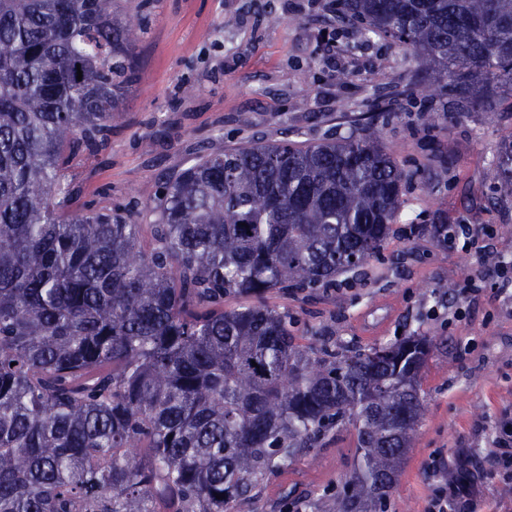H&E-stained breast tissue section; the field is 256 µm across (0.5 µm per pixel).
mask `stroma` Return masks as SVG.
<instances>
[{"label":"stroma","mask_w":512,"mask_h":512,"mask_svg":"<svg viewBox=\"0 0 512 512\" xmlns=\"http://www.w3.org/2000/svg\"><path fill=\"white\" fill-rule=\"evenodd\" d=\"M121 8L147 20L135 46L141 77L108 148L66 171L79 202L109 210L140 200L146 186L191 164L209 137L223 148L252 139L308 145L377 125L397 162L423 175L403 195L401 223L350 287L273 292L268 302L345 341L370 345L402 328L438 341L421 377L423 422L389 512H426L444 481L431 469L437 457L474 473L476 512H512V479L491 456L497 427L512 422V288L487 286L459 301L460 281L495 268L432 233L436 224H468L486 256L512 259V198L495 200L493 166L512 135V98L489 111L459 109L447 89L401 96L413 79L402 51L356 29L335 37L309 0H122ZM460 304L465 318L449 322ZM354 452L353 433L339 432L316 461L270 481L260 512H286L284 486L312 495L344 482Z\"/></svg>","instance_id":"1"}]
</instances>
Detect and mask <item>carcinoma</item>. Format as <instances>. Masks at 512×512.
I'll list each match as a JSON object with an SVG mask.
<instances>
[{"mask_svg":"<svg viewBox=\"0 0 512 512\" xmlns=\"http://www.w3.org/2000/svg\"><path fill=\"white\" fill-rule=\"evenodd\" d=\"M330 12L335 33L390 39L471 106L512 94V0ZM144 32L119 0H0V512H236L347 428L336 493L283 497L387 512L436 344L344 342L268 294L342 287L384 248L415 173L373 127L306 147L204 145L145 198L144 248L138 222L73 208L64 175L108 146ZM496 158L512 197L511 138Z\"/></svg>","mask_w":512,"mask_h":512,"instance_id":"carcinoma-1","label":"carcinoma"}]
</instances>
